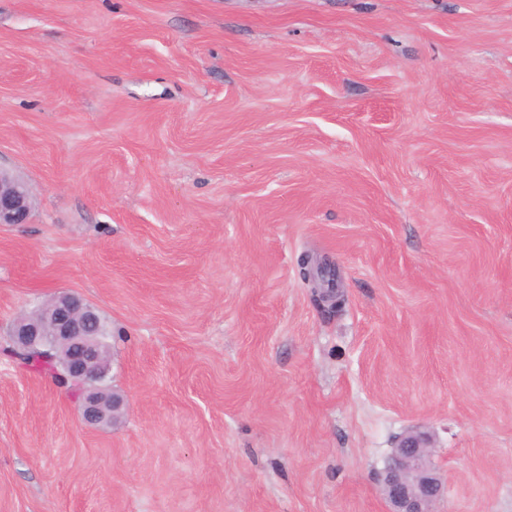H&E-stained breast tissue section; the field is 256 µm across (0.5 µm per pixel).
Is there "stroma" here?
<instances>
[{"mask_svg": "<svg viewBox=\"0 0 512 512\" xmlns=\"http://www.w3.org/2000/svg\"><path fill=\"white\" fill-rule=\"evenodd\" d=\"M0 169V512H387L416 427L512 512V0H0ZM61 291L109 428L8 335ZM32 195L27 183L0 171V224L28 223ZM318 273L321 281L316 278L309 279L316 283L317 288L314 289L316 302L320 305V308L328 309L331 311L339 309L345 302V296L343 291L338 288L336 283H332V286L328 285L326 280L323 278L326 270L331 269L326 263H318ZM324 284V285H323Z\"/></svg>", "mask_w": 512, "mask_h": 512, "instance_id": "obj_1", "label": "stroma"}]
</instances>
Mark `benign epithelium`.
I'll list each match as a JSON object with an SVG mask.
<instances>
[{
    "instance_id": "1",
    "label": "benign epithelium",
    "mask_w": 512,
    "mask_h": 512,
    "mask_svg": "<svg viewBox=\"0 0 512 512\" xmlns=\"http://www.w3.org/2000/svg\"><path fill=\"white\" fill-rule=\"evenodd\" d=\"M32 188L0 171V224H26ZM316 302L331 311L345 302L337 285L312 279ZM99 310L78 294L63 291L34 313H23L10 324L9 335L21 350L37 352L54 366L56 380L72 385L82 421L94 428L115 425L125 414V396L106 385L109 354L98 338ZM432 441L425 432L399 439L381 473L388 512H434L447 485L432 463Z\"/></svg>"
}]
</instances>
